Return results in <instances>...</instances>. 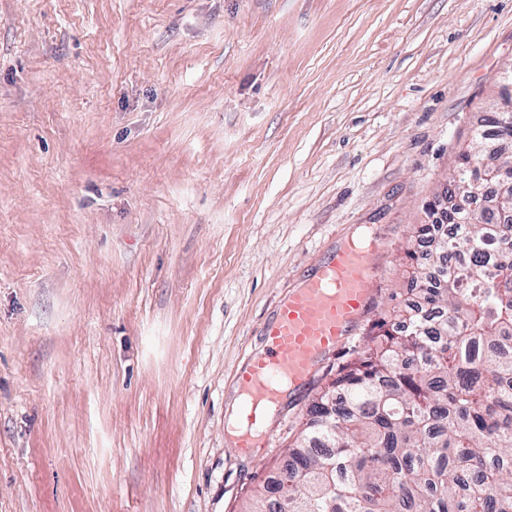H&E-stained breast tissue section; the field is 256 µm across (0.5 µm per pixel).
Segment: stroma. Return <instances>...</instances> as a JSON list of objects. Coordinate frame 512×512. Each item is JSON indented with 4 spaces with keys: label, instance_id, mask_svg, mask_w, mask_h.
<instances>
[{
    "label": "stroma",
    "instance_id": "obj_1",
    "mask_svg": "<svg viewBox=\"0 0 512 512\" xmlns=\"http://www.w3.org/2000/svg\"><path fill=\"white\" fill-rule=\"evenodd\" d=\"M509 68L512 0H0V512H241ZM357 238L355 331L236 448L264 323Z\"/></svg>",
    "mask_w": 512,
    "mask_h": 512
}]
</instances>
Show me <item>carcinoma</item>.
<instances>
[{
  "label": "carcinoma",
  "mask_w": 512,
  "mask_h": 512,
  "mask_svg": "<svg viewBox=\"0 0 512 512\" xmlns=\"http://www.w3.org/2000/svg\"><path fill=\"white\" fill-rule=\"evenodd\" d=\"M495 142L512 123L489 111L448 183L447 232L417 225L405 298L336 365L251 512H512V160Z\"/></svg>",
  "instance_id": "carcinoma-1"
}]
</instances>
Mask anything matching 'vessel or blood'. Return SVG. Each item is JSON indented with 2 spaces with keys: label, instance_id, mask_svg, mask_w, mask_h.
<instances>
[{
  "label": "vessel or blood",
  "instance_id": "vessel-or-blood-1",
  "mask_svg": "<svg viewBox=\"0 0 512 512\" xmlns=\"http://www.w3.org/2000/svg\"><path fill=\"white\" fill-rule=\"evenodd\" d=\"M370 276V249L350 244L336 250L264 325L266 351L249 360L239 375L248 399L243 410L247 431L238 447H254L250 431L280 401L282 385L301 388L320 357L345 340L368 303Z\"/></svg>",
  "mask_w": 512,
  "mask_h": 512
}]
</instances>
